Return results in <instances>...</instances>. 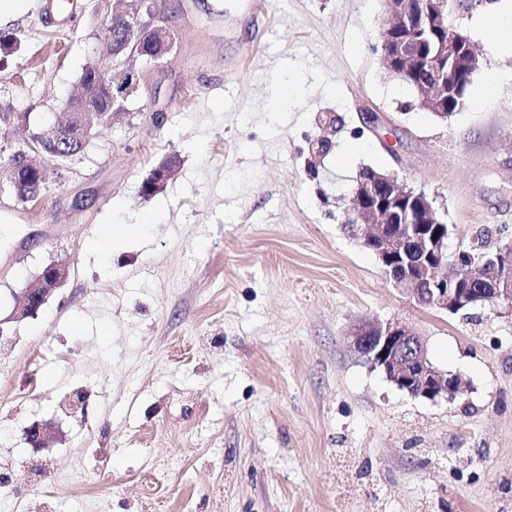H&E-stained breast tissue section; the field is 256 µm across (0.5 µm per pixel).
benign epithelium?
Here are the masks:
<instances>
[{
    "label": "benign epithelium",
    "instance_id": "7a95c632",
    "mask_svg": "<svg viewBox=\"0 0 512 512\" xmlns=\"http://www.w3.org/2000/svg\"><path fill=\"white\" fill-rule=\"evenodd\" d=\"M484 2L489 0H387L388 18L376 48L379 59L391 72L400 67L402 73H411L407 84L442 119L462 109L474 76L483 68L470 40L458 25L447 24V18H458ZM110 21L119 32L144 29L152 45L172 51L168 17L155 0H112ZM126 46L120 37L112 43L113 69L125 75L123 84L112 87L115 112L127 88L136 89L140 83V72L128 67ZM70 138L67 126L53 124L26 146L39 153L48 143ZM29 158L25 151L23 159L1 169L0 182L19 188ZM345 222L359 225L363 245L373 251L392 286L415 305L448 315L488 306L512 318V239L500 241L493 251L471 246L458 250V273L450 277L443 271L449 228L433 200L400 183L394 173L368 169L360 173ZM68 275L59 262L44 266L12 319L37 314ZM348 339L372 369L414 399L453 402L468 391L460 374L442 371L430 361L425 341L404 321L361 320L350 327ZM25 434L34 448H48L57 439L50 423L35 422Z\"/></svg>",
    "mask_w": 512,
    "mask_h": 512
}]
</instances>
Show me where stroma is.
Wrapping results in <instances>:
<instances>
[{
	"label": "stroma",
	"instance_id": "obj_1",
	"mask_svg": "<svg viewBox=\"0 0 512 512\" xmlns=\"http://www.w3.org/2000/svg\"><path fill=\"white\" fill-rule=\"evenodd\" d=\"M502 6L462 19L484 66L444 122L378 61L384 0H161L175 47L128 112L39 201L0 189L14 512H512V320L416 307L344 221L372 168L434 199L449 250L512 238V56L480 25ZM109 17L105 0L0 13L17 41L0 110L29 116L0 146L62 118L85 67L110 68ZM169 155L175 175L143 195ZM53 261L65 285L12 321ZM363 318L412 325L467 393L398 390L349 346ZM75 392L85 408L66 413ZM36 421L57 425L53 447L28 444Z\"/></svg>",
	"mask_w": 512,
	"mask_h": 512
}]
</instances>
